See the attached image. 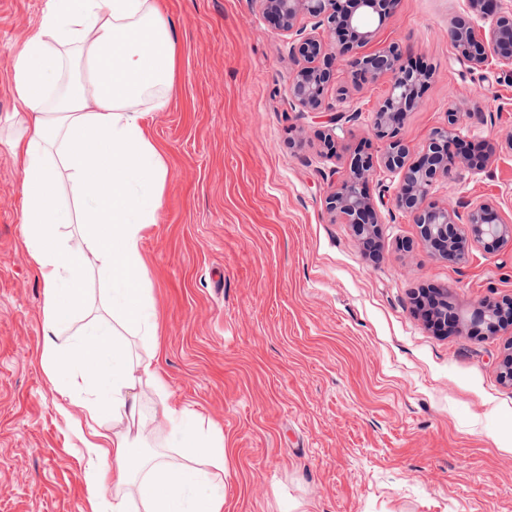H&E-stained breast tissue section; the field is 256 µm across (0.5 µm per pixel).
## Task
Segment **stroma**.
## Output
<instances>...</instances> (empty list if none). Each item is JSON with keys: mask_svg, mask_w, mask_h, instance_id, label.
<instances>
[{"mask_svg": "<svg viewBox=\"0 0 512 512\" xmlns=\"http://www.w3.org/2000/svg\"><path fill=\"white\" fill-rule=\"evenodd\" d=\"M47 0H0V125L20 105L12 53ZM179 44L164 111L144 124L168 176L142 241L169 402L224 432V512H512V384L500 377L512 329L473 322L481 299L512 297V242L466 264L433 256L373 171L381 226L370 259L325 198L357 149L377 155L374 110L339 62L326 107L288 97V39L258 0H158ZM465 0H398L367 52L399 45L432 69L402 134L419 155L450 109L495 151L479 172L453 166L433 191L457 207L512 208V76L470 70L452 34ZM348 101H336L338 89ZM336 130L335 160L317 137ZM22 168L0 142V512H85L92 430L43 364V288L24 242ZM448 290L457 329L416 306Z\"/></svg>", "mask_w": 512, "mask_h": 512, "instance_id": "stroma-1", "label": "stroma"}]
</instances>
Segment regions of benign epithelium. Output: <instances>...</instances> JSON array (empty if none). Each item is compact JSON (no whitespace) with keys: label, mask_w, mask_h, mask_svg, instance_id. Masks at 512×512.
Masks as SVG:
<instances>
[{"label":"benign epithelium","mask_w":512,"mask_h":512,"mask_svg":"<svg viewBox=\"0 0 512 512\" xmlns=\"http://www.w3.org/2000/svg\"><path fill=\"white\" fill-rule=\"evenodd\" d=\"M264 17L288 34L291 74L288 95L304 112L325 109V90L334 78L339 56H350L352 82L385 80L388 93L372 117V132L382 148L376 161L360 154L349 162V171L325 199L327 211L352 226L355 234L369 245L380 235V215L367 191L373 166L397 179L393 189L396 207L409 213L420 228L421 238L434 254L452 264L467 262L475 247L493 249L512 241V216L484 201L462 203L465 212L448 209L431 200L433 186L448 178L457 163L473 171L481 170L493 148L466 139L461 132L460 113H448L446 124L430 134L417 160L401 136L405 118L419 104L420 90L430 71L404 64L399 49L391 45L365 54L361 49L373 37L365 19L384 21L392 0H258ZM472 17L488 26V35L479 42L473 35V21L461 20L454 31L457 60L471 69L493 62L512 74V7L505 0H468ZM349 35V41L336 48V33ZM428 322L446 333L456 321L448 292L429 296L421 303ZM477 322L496 331L512 326V298L482 300L474 311Z\"/></svg>","instance_id":"1"}]
</instances>
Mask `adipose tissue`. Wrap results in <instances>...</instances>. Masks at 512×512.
Instances as JSON below:
<instances>
[{"mask_svg":"<svg viewBox=\"0 0 512 512\" xmlns=\"http://www.w3.org/2000/svg\"><path fill=\"white\" fill-rule=\"evenodd\" d=\"M178 45L154 0H47L37 27L13 54L12 83L23 112L7 137L22 163V224L43 284L49 330L70 326L86 306L84 281L106 284L107 313L87 319L74 343L46 339L42 360L61 394L87 388L89 421L111 426L86 444L91 512L113 488L111 512H224V436L168 402V387L134 358L121 333L154 339L157 313L144 279L141 241L156 223L168 167L138 108L164 110ZM81 64L70 76L67 61ZM67 184L73 204L61 202ZM79 224L83 250L59 233ZM150 387L175 455L148 452Z\"/></svg>","mask_w":512,"mask_h":512,"instance_id":"ef3b65f1","label":"adipose tissue"}]
</instances>
